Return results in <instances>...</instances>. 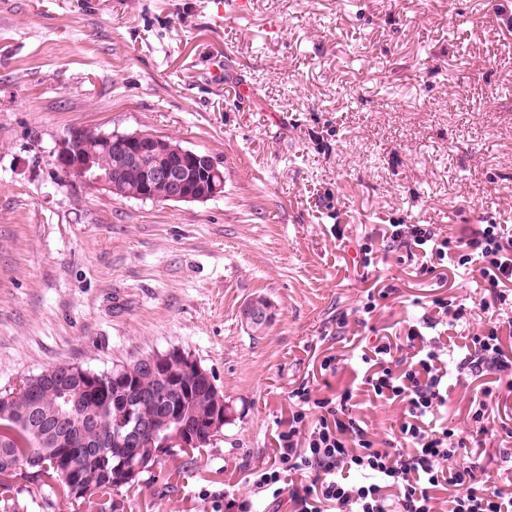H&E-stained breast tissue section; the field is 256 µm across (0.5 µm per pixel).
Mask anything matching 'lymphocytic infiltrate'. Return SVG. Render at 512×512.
Here are the masks:
<instances>
[{
    "instance_id": "lymphocytic-infiltrate-1",
    "label": "lymphocytic infiltrate",
    "mask_w": 512,
    "mask_h": 512,
    "mask_svg": "<svg viewBox=\"0 0 512 512\" xmlns=\"http://www.w3.org/2000/svg\"><path fill=\"white\" fill-rule=\"evenodd\" d=\"M385 236L405 249L417 274L434 276L453 265L478 274L474 306L437 296L431 308L444 318L448 340L424 336L410 326L404 339L361 345L362 367L354 387L331 398L313 397L300 386L291 393L294 410L275 437L270 464L254 471L253 484L269 498L270 512H512V489L499 486L488 467L489 448L512 441V428L495 426L488 412L512 394V233L480 224L459 237H443L430 224H392ZM486 314L482 329L457 334L472 311ZM460 350L458 373L482 380V400L471 402V432L437 418L453 385L442 343ZM403 412L396 436L381 441L355 416L357 391Z\"/></svg>"
}]
</instances>
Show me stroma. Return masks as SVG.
Wrapping results in <instances>:
<instances>
[{
    "label": "stroma",
    "instance_id": "stroma-1",
    "mask_svg": "<svg viewBox=\"0 0 512 512\" xmlns=\"http://www.w3.org/2000/svg\"><path fill=\"white\" fill-rule=\"evenodd\" d=\"M0 0V386L177 348L224 394L223 432L161 455L112 512L246 497L290 393L350 385L345 338L418 324L428 295L390 224L512 226V0ZM230 59L226 80L213 66ZM250 90L239 98L238 87ZM149 131L210 155L224 192L142 202L61 182L72 128ZM374 247L364 266L361 244ZM395 293L370 319L376 280ZM274 311L253 332L241 310ZM348 326L339 329L337 320ZM337 356L336 375H318ZM0 512H96L37 490ZM241 316L247 327L262 330L272 322L273 312L267 301L256 298L244 306Z\"/></svg>",
    "mask_w": 512,
    "mask_h": 512
}]
</instances>
